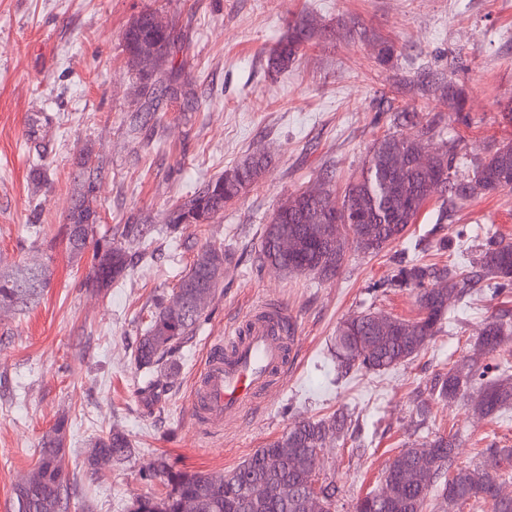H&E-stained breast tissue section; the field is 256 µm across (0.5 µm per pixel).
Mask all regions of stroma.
Here are the masks:
<instances>
[{"label": "stroma", "mask_w": 512, "mask_h": 512, "mask_svg": "<svg viewBox=\"0 0 512 512\" xmlns=\"http://www.w3.org/2000/svg\"><path fill=\"white\" fill-rule=\"evenodd\" d=\"M172 25L180 46L178 97L143 125L140 93L122 33L144 7ZM310 20L314 37L283 73L268 52L290 22ZM454 86L463 106L446 96ZM512 0H0V267L49 264L39 303L0 307V512H16L13 488L33 468L43 435L68 416L65 467L77 476L71 512H130L140 495H161L147 478L158 458L177 470L229 472L297 418L344 407L345 438L320 457L340 492L336 512L380 489L389 461L415 439L413 394L477 351L485 320H512V292L448 303L441 333L411 361L382 373L340 378L330 360L337 325L359 312L415 320L412 290L384 282L397 256L467 266L487 241L512 243V191L468 201L433 197L407 233L380 254L348 250L329 280L258 269L262 227L288 196L329 180L336 197L355 183L372 143L395 112L417 115L407 136L429 128L431 149L455 147L467 169L512 142ZM108 162L95 206L96 235L151 216L256 152L272 159L262 181L222 217L176 237L158 235L150 256L97 294L82 288L88 259L72 260L63 218L78 191L85 152ZM43 157L45 180L32 160ZM45 227L34 239L27 225ZM448 251H437L440 240ZM228 251L224 283L162 390L144 387L134 355L156 297L207 247ZM283 309L295 327L288 377L261 407L208 433L191 393L210 346L255 305ZM430 431L456 432L457 464L483 448L512 447V409L483 418L461 403L433 400ZM128 435L131 453L85 475L91 440Z\"/></svg>", "instance_id": "stroma-1"}]
</instances>
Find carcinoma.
Masks as SVG:
<instances>
[{
    "instance_id": "1",
    "label": "carcinoma",
    "mask_w": 512,
    "mask_h": 512,
    "mask_svg": "<svg viewBox=\"0 0 512 512\" xmlns=\"http://www.w3.org/2000/svg\"><path fill=\"white\" fill-rule=\"evenodd\" d=\"M155 11L134 15L123 31V42L131 70L143 91L159 101L172 97L171 85L156 78L174 53L171 28L154 24ZM310 25L295 21L288 37L270 50L268 65L276 72L292 66L311 39ZM455 150L438 152L437 173L445 175L440 190L431 188L430 174L415 162L412 141L387 133L374 141L360 178L345 192L341 211L333 215L336 202L332 192L321 189L317 196L300 191L289 196L264 225L258 249L259 267L276 265L286 276L315 275L330 279L341 269L345 255L323 236L320 226L337 222L352 234L354 247L364 254H378L400 240L415 223L422 208L435 193L455 200L476 197L472 180L483 182V194L512 190V142L497 148L469 171L453 169ZM270 165L264 155L249 154L219 177L185 193L167 209L164 227L148 223L119 224L112 238H97L95 224L100 217L91 202L97 184L106 176V161L92 160L87 153L80 160V191L64 218L66 251L73 258L91 253L83 286L95 291L109 288L127 275L130 259L124 243L146 250L154 235L175 234L191 224H209L224 213L262 179ZM297 246L282 248L288 238ZM228 253L207 248L197 256L177 280L174 293L183 308L173 311L163 299L151 310L148 326L138 340L135 364L155 386L157 370L175 368V355L196 335L205 314V305L223 282ZM52 276L49 266L18 265L0 269V306L26 310L39 300ZM389 288L415 291L419 317L414 321L394 319L411 328L380 331L375 313L361 312L339 324L334 337L332 361L336 374L353 369L383 372L408 362L441 332L448 315V297L463 301L477 288L494 293L512 289V243L491 242L473 260L471 271L460 274L446 265L409 261L398 267L386 283ZM512 336V322L506 315H494L485 322L479 338L481 350L492 355ZM481 381L475 403L492 416L512 406V374L509 359L494 364L481 357L454 365L432 378L427 392H418L417 409L429 412L433 397L455 401L467 395ZM68 419L59 418L37 449L36 463L26 480L15 486L17 512H70L77 482L62 464L66 453ZM349 430L348 415L338 410L327 418L294 420L278 438L258 448L229 473L231 480L203 472L175 470L165 460L158 461L151 476H161L170 487L162 498L136 497L131 512H184L186 503L194 512H335L338 488L335 481L319 480L320 453L334 437ZM456 436L435 432L402 448L387 465L383 484L390 490L369 492L357 500L354 512H455L470 505L478 512H512V499L499 495V487L512 474V448H485L483 460L472 467L456 464ZM127 435L110 431L96 438L85 457L90 473L97 460L108 457L123 462L130 454ZM288 485L294 494L285 498L279 488Z\"/></svg>"
}]
</instances>
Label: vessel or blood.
I'll use <instances>...</instances> for the list:
<instances>
[{"label":"vessel or blood","mask_w":512,"mask_h":512,"mask_svg":"<svg viewBox=\"0 0 512 512\" xmlns=\"http://www.w3.org/2000/svg\"><path fill=\"white\" fill-rule=\"evenodd\" d=\"M288 317L254 307L233 336L213 344L193 390V411L212 431L242 419L288 369Z\"/></svg>","instance_id":"1"}]
</instances>
